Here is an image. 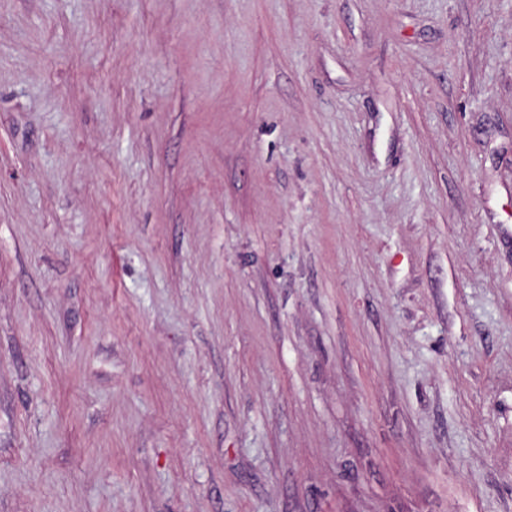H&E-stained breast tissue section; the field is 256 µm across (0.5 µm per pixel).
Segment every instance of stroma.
<instances>
[{"mask_svg": "<svg viewBox=\"0 0 512 512\" xmlns=\"http://www.w3.org/2000/svg\"><path fill=\"white\" fill-rule=\"evenodd\" d=\"M0 512H512V0H0Z\"/></svg>", "mask_w": 512, "mask_h": 512, "instance_id": "1", "label": "stroma"}]
</instances>
